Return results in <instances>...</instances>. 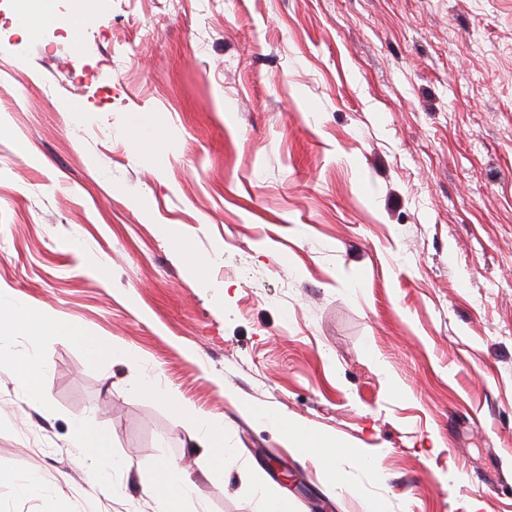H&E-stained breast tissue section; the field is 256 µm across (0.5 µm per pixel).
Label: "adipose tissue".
<instances>
[{
  "mask_svg": "<svg viewBox=\"0 0 512 512\" xmlns=\"http://www.w3.org/2000/svg\"><path fill=\"white\" fill-rule=\"evenodd\" d=\"M8 321L15 329L28 336L74 335L71 325L53 320L30 311L24 304L15 302L9 307H0V322ZM256 418L265 421L277 429L289 445L310 453L324 470L327 481L332 486H339L336 471V459L350 454L346 443L323 433H317L301 425L284 421L282 417L269 409L256 411ZM140 485L143 492L161 497L176 495L178 503L186 504L193 500L196 487L186 472L177 464L166 463L154 471L142 474Z\"/></svg>",
  "mask_w": 512,
  "mask_h": 512,
  "instance_id": "1",
  "label": "adipose tissue"
}]
</instances>
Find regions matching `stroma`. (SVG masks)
Listing matches in <instances>:
<instances>
[{
  "instance_id": "stroma-1",
  "label": "stroma",
  "mask_w": 512,
  "mask_h": 512,
  "mask_svg": "<svg viewBox=\"0 0 512 512\" xmlns=\"http://www.w3.org/2000/svg\"><path fill=\"white\" fill-rule=\"evenodd\" d=\"M56 5L76 35L0 21V299L139 363L0 337V512H161L137 480L165 460L200 512H252L268 451L308 484L290 512H512V0ZM142 370L223 422L236 465L200 469ZM253 407L359 449L350 492ZM80 420L105 457L79 462ZM113 455L130 471L92 490ZM129 125L133 131L131 141L138 150H153L162 140L161 131L152 123L135 121ZM44 367L39 358L33 355L24 356L17 368V377L20 384L26 388L36 400L45 397L43 387Z\"/></svg>"
}]
</instances>
